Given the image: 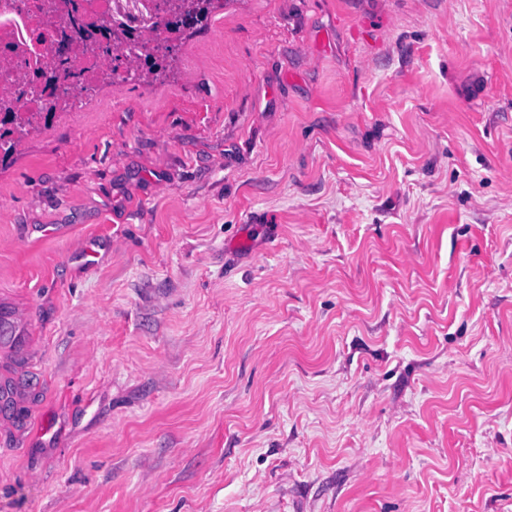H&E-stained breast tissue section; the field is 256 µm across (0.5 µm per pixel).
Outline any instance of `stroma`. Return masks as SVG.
Instances as JSON below:
<instances>
[{
	"label": "stroma",
	"mask_w": 512,
	"mask_h": 512,
	"mask_svg": "<svg viewBox=\"0 0 512 512\" xmlns=\"http://www.w3.org/2000/svg\"><path fill=\"white\" fill-rule=\"evenodd\" d=\"M0 167V512H512V0H228Z\"/></svg>",
	"instance_id": "35a3bbf8"
}]
</instances>
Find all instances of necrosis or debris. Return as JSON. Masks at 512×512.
Here are the masks:
<instances>
[{
    "label": "necrosis or debris",
    "instance_id": "necrosis-or-debris-1",
    "mask_svg": "<svg viewBox=\"0 0 512 512\" xmlns=\"http://www.w3.org/2000/svg\"><path fill=\"white\" fill-rule=\"evenodd\" d=\"M58 7L72 5L80 23H95L123 32L121 53L136 57L150 48L162 23L148 7L149 0H55ZM39 0H0V103L14 111L41 112L59 96L81 107L95 91L97 76L109 66L98 51L93 34L73 44L71 64L75 77L63 78L57 64V33L46 26Z\"/></svg>",
    "mask_w": 512,
    "mask_h": 512
}]
</instances>
